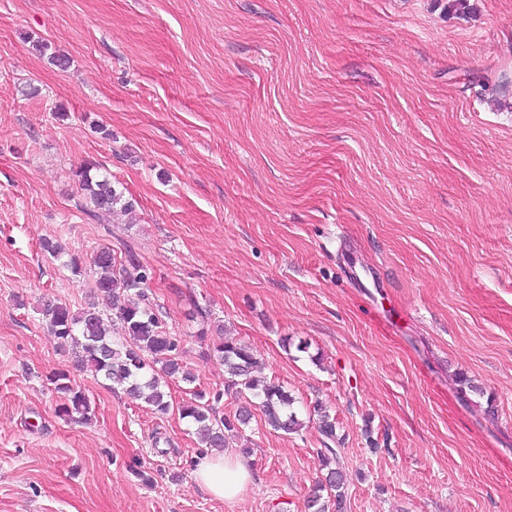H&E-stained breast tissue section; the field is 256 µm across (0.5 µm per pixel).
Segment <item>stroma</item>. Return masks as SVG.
<instances>
[{
	"instance_id": "1",
	"label": "stroma",
	"mask_w": 512,
	"mask_h": 512,
	"mask_svg": "<svg viewBox=\"0 0 512 512\" xmlns=\"http://www.w3.org/2000/svg\"><path fill=\"white\" fill-rule=\"evenodd\" d=\"M469 4L0 0V512H309L317 405L346 512H512V0ZM87 163L134 223L78 208ZM106 246L150 269L198 385L227 381L220 324L294 398L298 433L228 434L237 499L195 480L188 384L152 413L43 322L92 302ZM59 370L87 422L57 415Z\"/></svg>"
}]
</instances>
